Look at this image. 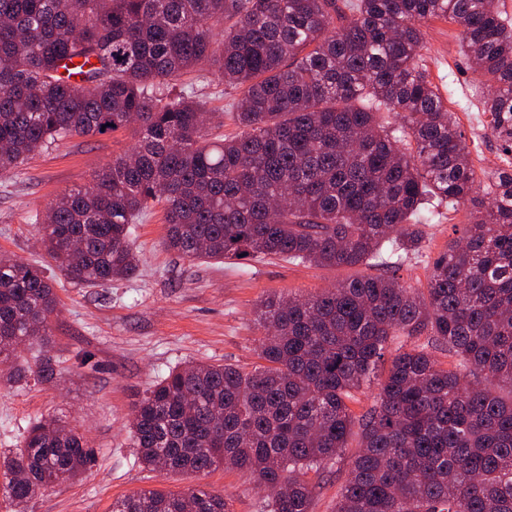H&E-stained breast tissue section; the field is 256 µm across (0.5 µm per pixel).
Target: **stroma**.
<instances>
[{
  "label": "stroma",
  "mask_w": 512,
  "mask_h": 512,
  "mask_svg": "<svg viewBox=\"0 0 512 512\" xmlns=\"http://www.w3.org/2000/svg\"><path fill=\"white\" fill-rule=\"evenodd\" d=\"M423 32L430 79L464 132L473 165L480 172L495 171L500 146L487 130L489 117L474 91L479 75L460 51L459 28L431 20ZM193 93L220 123L221 134L237 133L225 110L238 96L233 86L203 80L194 84ZM134 142L125 130L75 136L0 177V254L42 267L53 278L59 301L47 341L20 346L17 360L0 364L6 372L17 366L26 370L12 385L0 386V452L18 447L30 422L47 415L76 425L96 452L94 464L78 481L47 489L28 512H112L115 502L148 489H204L228 498L232 512H266L267 491L242 472L219 467L167 474L144 467L130 438L132 406L172 368L187 362L253 367L261 299L313 295L355 272L269 258L241 265L191 261L165 248L167 226L157 208L132 226L140 261L136 275L104 287L72 285L41 248L35 216L64 191L87 185ZM469 212L462 206L428 227L427 255L402 266L404 282L425 286L429 258L447 248ZM47 357L54 376L44 382L33 369ZM357 452V441H350L340 457L312 477V512H336Z\"/></svg>",
  "instance_id": "stroma-1"
}]
</instances>
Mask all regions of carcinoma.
<instances>
[{"label":"carcinoma","mask_w":512,"mask_h":512,"mask_svg":"<svg viewBox=\"0 0 512 512\" xmlns=\"http://www.w3.org/2000/svg\"><path fill=\"white\" fill-rule=\"evenodd\" d=\"M0 0V174L65 138L130 128L135 146L36 216L67 279L95 287L138 269L131 224L159 206L166 247L189 260L252 257L379 270L259 305L251 371L188 363L133 408L149 468L219 466L271 492L269 512H311L301 479L359 437L336 512H512V19L498 0ZM444 19L485 79L502 166L482 182L429 80L421 26ZM204 71L234 86L239 132L210 137L175 83ZM486 206L432 262L423 288L396 271L426 252V226L475 190ZM46 272L0 257V356L48 335ZM393 336L372 407L349 403ZM448 349L455 368L434 352ZM94 449L56 416L0 455L14 509L87 469ZM145 490L113 512H184ZM195 512H231L194 489Z\"/></svg>","instance_id":"1"}]
</instances>
